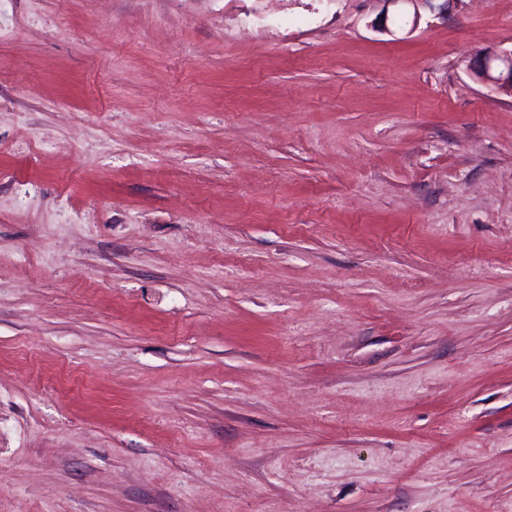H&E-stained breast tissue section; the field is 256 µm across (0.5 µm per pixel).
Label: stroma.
Returning <instances> with one entry per match:
<instances>
[{
  "mask_svg": "<svg viewBox=\"0 0 512 512\" xmlns=\"http://www.w3.org/2000/svg\"><path fill=\"white\" fill-rule=\"evenodd\" d=\"M512 0H0V512H512ZM471 70L482 82L512 96V48L476 56Z\"/></svg>",
  "mask_w": 512,
  "mask_h": 512,
  "instance_id": "stroma-1",
  "label": "stroma"
}]
</instances>
